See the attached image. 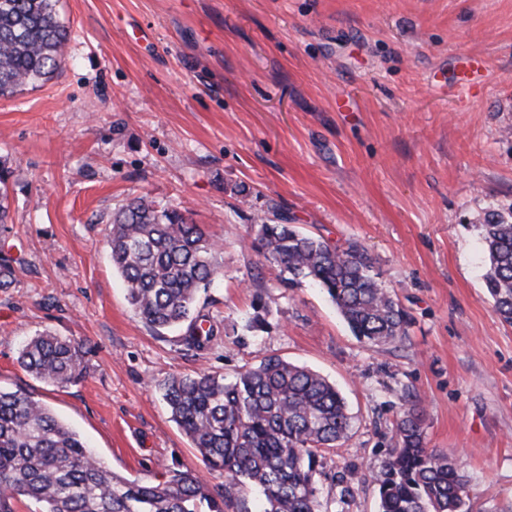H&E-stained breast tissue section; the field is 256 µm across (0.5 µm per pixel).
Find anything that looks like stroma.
<instances>
[{"instance_id": "1", "label": "stroma", "mask_w": 512, "mask_h": 512, "mask_svg": "<svg viewBox=\"0 0 512 512\" xmlns=\"http://www.w3.org/2000/svg\"><path fill=\"white\" fill-rule=\"evenodd\" d=\"M60 69L0 96V171L22 260L0 289V385L75 428L111 470H207L157 385L276 353L335 383L350 438L318 466L330 512H376L404 401L452 453L473 512H512V325L483 285L479 226L512 205V0H60ZM182 203L220 245L196 352L132 312L106 229L138 196ZM363 246L412 317L356 339L326 295L250 248L265 219ZM262 314V330L249 329ZM40 332L83 343L81 383L17 363Z\"/></svg>"}]
</instances>
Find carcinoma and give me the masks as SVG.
<instances>
[{
	"label": "carcinoma",
	"instance_id": "cac0c4a2",
	"mask_svg": "<svg viewBox=\"0 0 512 512\" xmlns=\"http://www.w3.org/2000/svg\"><path fill=\"white\" fill-rule=\"evenodd\" d=\"M59 0H0V95L43 81L59 68L68 31ZM179 203L131 199L107 233L112 268L123 279L134 314L151 327H186L183 341L203 351L223 326L196 309L200 291L220 278L217 244ZM9 194L0 175V229L7 230ZM484 287L500 319L512 324V206L490 211L480 225ZM252 248L288 274L293 287L321 288L358 340L386 344L407 335L410 319L372 270L356 242L332 246L295 224H260ZM21 261L0 250V288L17 281ZM19 365L57 387L85 378L83 344L38 333ZM171 419L224 484L209 488L199 473L175 468L158 483L129 479L104 466L80 435L44 403L0 387V512L27 500L38 512H323L316 478L323 453L350 437L351 416L336 385L318 372L265 353L228 379L203 370L158 384ZM377 512H470L466 481L448 452L426 446L425 413L404 405L395 442L375 473Z\"/></svg>",
	"mask_w": 512,
	"mask_h": 512
}]
</instances>
